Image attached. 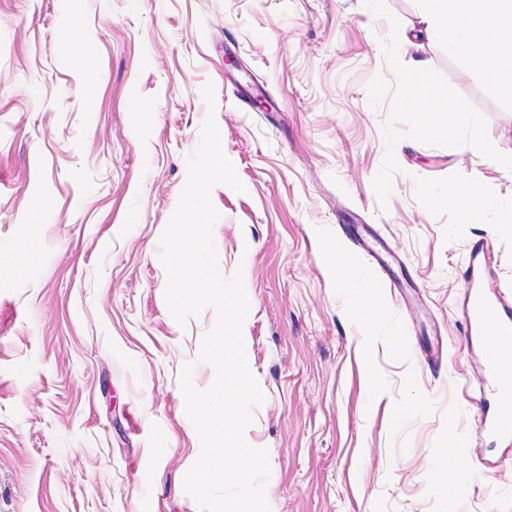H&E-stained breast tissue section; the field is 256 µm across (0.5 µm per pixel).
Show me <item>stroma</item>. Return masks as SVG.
Returning <instances> with one entry per match:
<instances>
[{
	"mask_svg": "<svg viewBox=\"0 0 512 512\" xmlns=\"http://www.w3.org/2000/svg\"><path fill=\"white\" fill-rule=\"evenodd\" d=\"M428 11L0 0V259L26 245L39 255L0 274V512H199L184 490L200 441L179 377L216 314L173 319L159 249L210 113L246 187L212 188L213 237L221 274L242 272L250 302L246 353L265 401L245 437L268 452L271 512H512V439L480 431L465 341L475 243L490 244L484 286L512 308V237L494 226L512 213V170L451 144L512 152V97L445 45L402 46ZM75 17L88 38L67 48ZM418 58L430 76L395 75ZM410 82L447 100L449 137L403 107ZM466 175L495 198L472 224L432 201ZM33 207L43 222L21 224ZM362 238L394 255L386 271ZM353 288L383 302L376 321L355 315ZM214 377L197 364L193 382ZM440 448L471 463L461 495L429 469ZM453 144L470 152L481 164L493 165L500 169L512 168V156L498 150L492 143L477 138L470 140H454Z\"/></svg>",
	"mask_w": 512,
	"mask_h": 512,
	"instance_id": "35a3bbf8",
	"label": "stroma"
}]
</instances>
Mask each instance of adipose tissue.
Masks as SVG:
<instances>
[{
  "mask_svg": "<svg viewBox=\"0 0 512 512\" xmlns=\"http://www.w3.org/2000/svg\"><path fill=\"white\" fill-rule=\"evenodd\" d=\"M413 37L446 44L449 53L490 73L500 90L512 96V0H434L423 27ZM404 102L418 113L429 134H447L444 102L413 86ZM438 199L453 201L465 223L471 220L474 206L490 209L495 205L483 183L471 178L449 184Z\"/></svg>",
  "mask_w": 512,
  "mask_h": 512,
  "instance_id": "1",
  "label": "adipose tissue"
}]
</instances>
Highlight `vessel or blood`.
I'll return each mask as SVG.
<instances>
[{
    "label": "vessel or blood",
    "mask_w": 512,
    "mask_h": 512,
    "mask_svg": "<svg viewBox=\"0 0 512 512\" xmlns=\"http://www.w3.org/2000/svg\"><path fill=\"white\" fill-rule=\"evenodd\" d=\"M468 336L475 342L486 378L498 393L493 414L484 419L486 433L499 438L512 436V378L498 370V352L512 346V309L478 288L468 295Z\"/></svg>",
    "instance_id": "vessel-or-blood-1"
}]
</instances>
